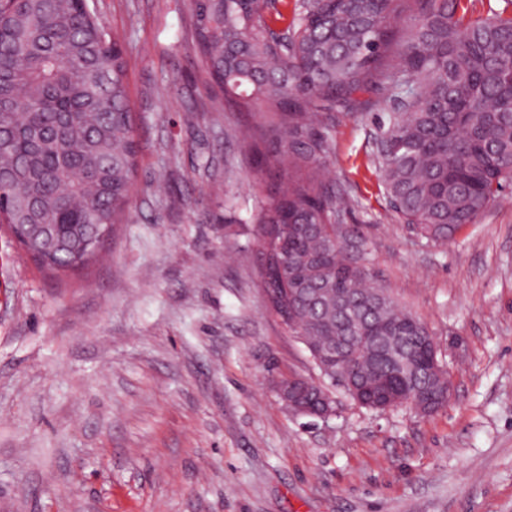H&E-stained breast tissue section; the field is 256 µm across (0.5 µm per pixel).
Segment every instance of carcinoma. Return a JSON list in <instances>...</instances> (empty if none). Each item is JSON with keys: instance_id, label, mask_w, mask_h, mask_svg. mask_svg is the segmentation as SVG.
Instances as JSON below:
<instances>
[{"instance_id": "obj_1", "label": "carcinoma", "mask_w": 512, "mask_h": 512, "mask_svg": "<svg viewBox=\"0 0 512 512\" xmlns=\"http://www.w3.org/2000/svg\"><path fill=\"white\" fill-rule=\"evenodd\" d=\"M192 0L195 49L238 112L267 114L244 142L277 189L262 201L260 287L272 312L357 388L437 400L448 371L429 329L370 282L348 197L325 175L329 113L375 104L373 165L389 206L426 242L472 224L512 182V0ZM128 60L82 0H0V219L52 224L27 253L53 274L84 267V241L120 223L139 145ZM371 93L376 100L358 98Z\"/></svg>"}]
</instances>
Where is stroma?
<instances>
[{"mask_svg":"<svg viewBox=\"0 0 512 512\" xmlns=\"http://www.w3.org/2000/svg\"><path fill=\"white\" fill-rule=\"evenodd\" d=\"M118 34L139 143L126 221L81 270L43 271L0 226V512H512V188L444 243L398 220L375 127L333 113L331 179L370 274L423 322L453 377L423 416L337 394L293 414L315 370L257 286L242 146L265 115L211 98L191 0H94ZM289 385L277 386V394L285 405L292 413L297 415H304L319 418L322 420L329 419L336 414V398L333 396L331 389H322L319 391L318 386H311L308 392H304L306 398L317 397L314 401L309 402L302 399L295 392V386L300 382H308V378L302 375L289 376Z\"/></svg>","mask_w":512,"mask_h":512,"instance_id":"obj_1","label":"stroma"}]
</instances>
